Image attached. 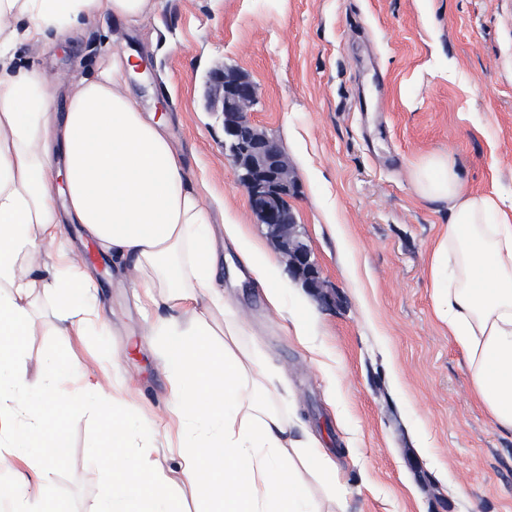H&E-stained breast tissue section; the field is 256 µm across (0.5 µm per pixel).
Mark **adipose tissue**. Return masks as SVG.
Returning <instances> with one entry per match:
<instances>
[{"instance_id":"ef3b65f1","label":"adipose tissue","mask_w":512,"mask_h":512,"mask_svg":"<svg viewBox=\"0 0 512 512\" xmlns=\"http://www.w3.org/2000/svg\"><path fill=\"white\" fill-rule=\"evenodd\" d=\"M153 9V0H0V459L24 458L31 438L49 441L37 491L17 487L11 512H30L33 498L51 504V473L66 440L50 406L61 375L83 372L73 362L28 377L22 361L35 332L36 295L61 299L63 335L103 323L77 252L64 254L52 278L41 275V258L65 221L83 225L103 252L128 263L143 299L166 312L153 333L175 402L180 482L207 496L214 512H322L304 491V474L322 476L334 464L313 435L272 408L261 363L237 345L241 327L214 286L216 245L203 191L128 90L139 58L114 54L74 87L61 112L42 72L13 64L16 39L62 41L104 16L133 27ZM19 19L24 29L15 28ZM415 184L422 198L452 204L430 262L440 287L435 314L466 355L474 396L512 431V219L491 196L467 193L447 156L421 159ZM224 234L280 309L261 245L241 224L225 225ZM106 423L108 444L98 455L109 478L95 512H172L170 479L150 463L156 444L138 438L119 412H108Z\"/></svg>"}]
</instances>
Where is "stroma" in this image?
<instances>
[{
    "mask_svg": "<svg viewBox=\"0 0 512 512\" xmlns=\"http://www.w3.org/2000/svg\"><path fill=\"white\" fill-rule=\"evenodd\" d=\"M154 4L139 26L105 16L49 48L18 43L14 59L40 66L62 100L113 53L139 54L130 89L162 122L187 178L206 186L215 285L243 326L240 343L278 378L276 409L299 418L336 465L330 480L306 476L307 493L326 512L338 484L348 512H512V432L474 399L464 354L434 313L429 263L450 204L421 198L413 175L421 158L448 155L467 191L512 213V0ZM216 67L257 87L250 117L288 155L298 185L288 203L333 305L291 277L250 208L205 101ZM227 222L272 257L282 312L226 240ZM64 244L91 253L108 329L63 336L56 304L39 295L29 376L54 359L79 361L91 380L118 369L143 434L162 431L168 380L148 335L155 312L80 225H65ZM296 316L310 323L309 347L289 330ZM76 396L53 494L66 512H94L106 471L92 450L108 431L100 398L67 383L62 400Z\"/></svg>",
    "mask_w": 512,
    "mask_h": 512,
    "instance_id": "35a3bbf8",
    "label": "stroma"
}]
</instances>
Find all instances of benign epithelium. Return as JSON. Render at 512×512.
Returning a JSON list of instances; mask_svg holds the SVG:
<instances>
[{
    "instance_id": "obj_1",
    "label": "benign epithelium",
    "mask_w": 512,
    "mask_h": 512,
    "mask_svg": "<svg viewBox=\"0 0 512 512\" xmlns=\"http://www.w3.org/2000/svg\"><path fill=\"white\" fill-rule=\"evenodd\" d=\"M205 98L208 107L221 113L226 158L238 172L259 223L287 256L291 275L306 288L321 289L320 268L296 231L295 216L283 213L282 201L296 193L287 154L250 118L258 100L255 84L245 76L215 68L208 75Z\"/></svg>"
}]
</instances>
